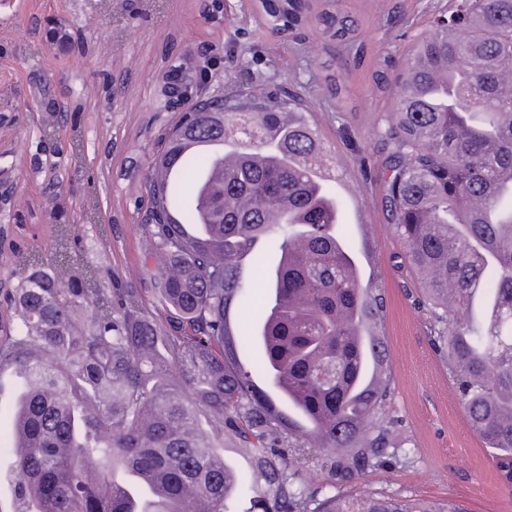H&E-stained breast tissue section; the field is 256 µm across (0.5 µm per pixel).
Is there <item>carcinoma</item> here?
I'll return each instance as SVG.
<instances>
[{
    "instance_id": "cac0c4a2",
    "label": "carcinoma",
    "mask_w": 512,
    "mask_h": 512,
    "mask_svg": "<svg viewBox=\"0 0 512 512\" xmlns=\"http://www.w3.org/2000/svg\"><path fill=\"white\" fill-rule=\"evenodd\" d=\"M310 0H260L271 30ZM346 48L355 20L316 16ZM512 0H462L394 77L379 138L389 223L419 308L448 361L472 431L512 486ZM141 192L153 205L149 271L171 315L159 324L132 288L71 274L69 225L56 260H18L0 368L23 377L12 415L13 512H465L455 501L323 494L398 462L378 278L362 283L332 218L330 151L300 100L211 98L166 132ZM220 139L226 156L189 151ZM177 170L175 182L167 178ZM262 300L234 326L230 313ZM248 467L224 464V439ZM326 452L323 484L300 465Z\"/></svg>"
}]
</instances>
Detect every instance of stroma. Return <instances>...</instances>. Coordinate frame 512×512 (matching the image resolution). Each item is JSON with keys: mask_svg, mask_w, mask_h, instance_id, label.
<instances>
[{"mask_svg": "<svg viewBox=\"0 0 512 512\" xmlns=\"http://www.w3.org/2000/svg\"><path fill=\"white\" fill-rule=\"evenodd\" d=\"M205 0H0V336L10 328L6 283L17 256L56 255L59 225L71 227L73 260L94 269L104 291L137 290L159 321L140 184L162 134L179 119L160 111L163 76L200 43L217 48L212 90L289 95L336 160L362 180L359 157L381 162L377 117L393 112L390 83L417 39L453 0H336L358 28L350 50L328 41L314 18L288 35L265 25L258 0L205 17ZM334 74L339 96L325 88ZM377 244L387 299L391 367L388 413L402 463L369 471L348 495L453 499L465 512H512L482 440L470 429L444 360L431 348L424 314L403 275L405 251L383 212L378 182L359 195Z\"/></svg>", "mask_w": 512, "mask_h": 512, "instance_id": "35a3bbf8", "label": "stroma"}]
</instances>
